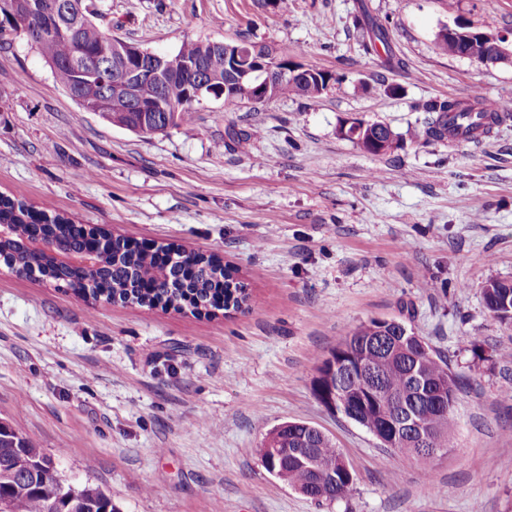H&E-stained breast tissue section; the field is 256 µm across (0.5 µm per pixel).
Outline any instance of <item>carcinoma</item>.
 I'll return each mask as SVG.
<instances>
[{"instance_id":"carcinoma-1","label":"carcinoma","mask_w":512,"mask_h":512,"mask_svg":"<svg viewBox=\"0 0 512 512\" xmlns=\"http://www.w3.org/2000/svg\"><path fill=\"white\" fill-rule=\"evenodd\" d=\"M65 9L62 20L76 24V40L60 33H51L43 16H35L28 23L26 38L36 46L49 63L56 82L80 107L93 105L112 97V116L131 109L122 97L112 94V31L97 21L98 9L92 0H43ZM354 27L362 32V47L367 53L377 50V44H387L383 27L354 18ZM209 43L187 39L174 54L176 61L196 62L205 57ZM224 84L233 91L232 104H249L261 101L254 85L239 82L234 72L224 69V60L214 64ZM199 75L178 70L166 82L144 73L137 79L136 98L140 104L153 109L148 115L147 127L137 125L131 131L150 135L180 123H188L200 100L192 101L188 91ZM332 75L318 70L311 78L286 75L278 81L276 96L294 95L306 99L321 96ZM429 114L422 136L427 142L445 141L453 130L465 127L469 132L488 133L500 124L505 115L499 108L476 97L469 101L430 100L422 105ZM348 138L370 154L394 148L401 135L390 126L373 123L348 128ZM0 224H12L18 238L40 240L48 247L62 249L71 254L88 252L87 245L93 234H98L96 250L99 262L93 267L68 265L50 273V279L64 283L94 300L131 302L145 306L162 304L180 308L189 297L194 299L192 308L208 307L209 299L219 293L235 298V305L246 298V285L234 276L215 255L195 254L196 261L187 263L182 257L163 260L154 253H142L127 245V240L111 238L94 227L73 224L67 217L49 209L36 210L7 195H0ZM7 261L18 268L44 273L41 258L14 243L5 247ZM512 300V282L491 279L486 283L483 299L486 309L502 321H512V314L504 307L505 299ZM403 329L395 321L372 319L349 333L343 341L324 358L314 380V393L325 402L324 375L331 359L348 362L365 361L372 364L382 376L381 400L368 403L360 412L356 423L369 433H380L387 419L399 410L398 403L410 401L413 396L412 377L416 372L436 387H444L450 405L436 409L423 402L415 405L426 428L439 434V446L448 447L449 432L454 425V406L458 399L456 377L447 361L435 350L408 361L403 344L393 342L384 352L375 351L365 342L369 336H401ZM285 448H301L308 462L291 454L274 455L259 450L264 468L294 490L302 491L317 501H335L349 494L354 484L353 472L338 469L342 453L332 439L318 428L296 421L282 423L274 430ZM51 456L34 447L14 431H0V512H115L112 497L98 486H76L68 495L61 491L55 478Z\"/></svg>"}]
</instances>
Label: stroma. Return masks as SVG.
<instances>
[{
	"mask_svg": "<svg viewBox=\"0 0 512 512\" xmlns=\"http://www.w3.org/2000/svg\"><path fill=\"white\" fill-rule=\"evenodd\" d=\"M104 25L159 53L245 37L331 72L316 99H208L139 135L76 104L25 36L0 41V193L75 223L215 254L249 289L196 312L93 301L0 265V422L117 512H512V324L483 302L512 281V119L470 143H423L422 103L474 90L512 112V59L441 53L459 23L512 39V0H102ZM387 29L373 55L354 17ZM404 68H383L386 55ZM398 93H390V86ZM383 122L372 155L345 121ZM396 319L459 382L453 445L430 462L382 447L313 391L359 325ZM302 421L355 473L318 503L261 465L266 434ZM347 122L342 129V134L357 142V144L367 153L380 154L382 149L391 150L401 139V135L395 132L390 126L382 123L367 124L364 128L360 124L358 127L351 126L346 130ZM359 129V131H357Z\"/></svg>",
	"mask_w": 512,
	"mask_h": 512,
	"instance_id": "stroma-1",
	"label": "stroma"
}]
</instances>
